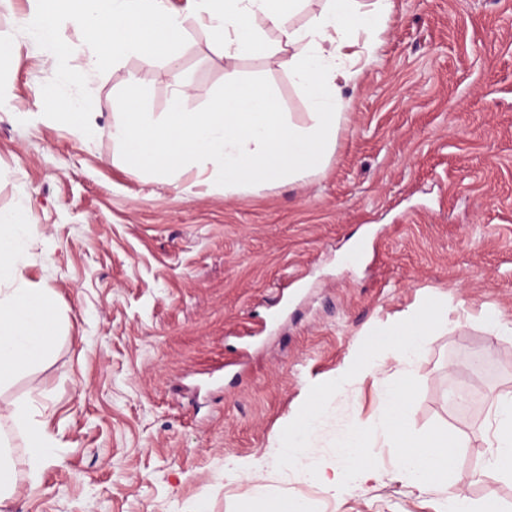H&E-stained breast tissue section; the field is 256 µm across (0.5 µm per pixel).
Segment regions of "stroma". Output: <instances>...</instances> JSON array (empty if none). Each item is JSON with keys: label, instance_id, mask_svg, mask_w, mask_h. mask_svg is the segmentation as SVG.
Masks as SVG:
<instances>
[{"label": "stroma", "instance_id": "obj_1", "mask_svg": "<svg viewBox=\"0 0 512 512\" xmlns=\"http://www.w3.org/2000/svg\"><path fill=\"white\" fill-rule=\"evenodd\" d=\"M28 13V0H0V211L27 212L19 259L50 289L59 335L0 402L33 400L58 448L31 487L26 435L0 418L17 483L5 512H195L202 502L255 512L254 487L318 512H437L441 492L396 479L387 442L372 449L375 478L336 494L271 456L311 385L335 379L359 340L435 293L448 299V324L410 364L420 394L409 425L465 434L459 486L512 510V480L473 477L489 400L512 392V338L479 319L492 307L512 321V0H394L341 88L324 166L236 191L194 164L172 183L114 159L113 113L131 98L168 112V65L142 66L130 52L85 72L82 31L57 18L66 56L36 49ZM177 65L186 110L219 102L232 66L293 123L309 121L281 59L227 64L192 22ZM67 70L81 82L62 84ZM53 88L51 115L39 93ZM77 93L95 125L85 141L56 118ZM486 350L490 370L472 368ZM376 362L331 399L322 461L347 425L382 415L378 388L395 377L397 354ZM457 385L479 392L470 412L448 402Z\"/></svg>", "mask_w": 512, "mask_h": 512}]
</instances>
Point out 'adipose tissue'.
Here are the masks:
<instances>
[{
    "label": "adipose tissue",
    "instance_id": "adipose-tissue-1",
    "mask_svg": "<svg viewBox=\"0 0 512 512\" xmlns=\"http://www.w3.org/2000/svg\"><path fill=\"white\" fill-rule=\"evenodd\" d=\"M54 2L57 13L91 43L90 70L131 50L147 66L176 61L192 17L208 21L212 49L227 61L288 52L295 87L311 107L309 124H293L266 90L240 80L233 69L225 74L223 99L210 109L190 112L176 103L156 118L130 101L113 118L116 158L170 179L200 159L228 190L292 182L323 166L343 115L339 84L355 76L358 37L378 36L393 8V0H328L298 25L293 18L301 0H188L181 10L170 0ZM271 27L277 39H269ZM26 222L24 208L0 213V386L46 361L58 335L49 291L28 287L18 259ZM490 412L495 429L477 476L512 479V395L497 396ZM36 415L26 401L10 409L26 431L28 478L34 483L53 445Z\"/></svg>",
    "mask_w": 512,
    "mask_h": 512
}]
</instances>
